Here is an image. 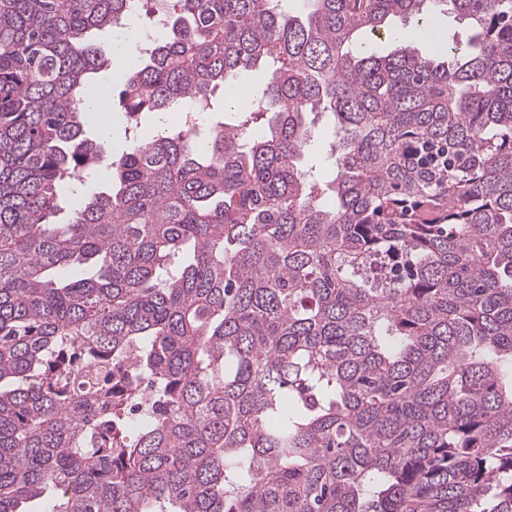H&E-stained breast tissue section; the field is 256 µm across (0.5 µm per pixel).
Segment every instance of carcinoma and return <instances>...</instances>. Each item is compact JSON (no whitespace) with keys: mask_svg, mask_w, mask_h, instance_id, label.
I'll list each match as a JSON object with an SVG mask.
<instances>
[{"mask_svg":"<svg viewBox=\"0 0 512 512\" xmlns=\"http://www.w3.org/2000/svg\"><path fill=\"white\" fill-rule=\"evenodd\" d=\"M153 2L110 85L133 0H0V512H512V0ZM93 90L195 115L58 223ZM436 24L440 26L443 35H447L451 40L454 37L465 42L471 35L467 22L461 21L450 11L442 12L438 16ZM142 41L143 35L140 26L135 21L129 22L123 35L110 43L111 57L115 56L117 60L125 64L130 56L136 52L137 46Z\"/></svg>","mask_w":512,"mask_h":512,"instance_id":"carcinoma-1","label":"carcinoma"}]
</instances>
